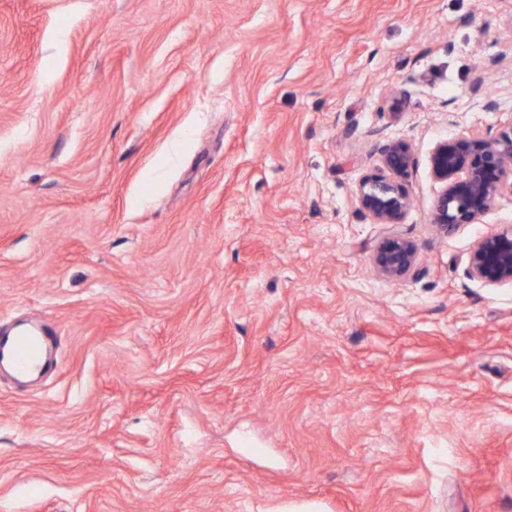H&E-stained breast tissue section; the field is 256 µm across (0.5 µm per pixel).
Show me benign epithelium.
<instances>
[{
  "instance_id": "1",
  "label": "benign epithelium",
  "mask_w": 512,
  "mask_h": 512,
  "mask_svg": "<svg viewBox=\"0 0 512 512\" xmlns=\"http://www.w3.org/2000/svg\"><path fill=\"white\" fill-rule=\"evenodd\" d=\"M382 164L391 177H370L358 187L360 209L375 224H398L411 206L402 179L412 164L411 150L403 141L381 148ZM431 168L443 184L433 212V223L444 232L475 224L498 199L512 194V123L494 136L462 134L437 145ZM371 263L377 275L390 281L407 278L417 265V249L404 238L381 241ZM470 278L488 286L512 283V226L478 238L467 266Z\"/></svg>"
}]
</instances>
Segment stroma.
I'll return each instance as SVG.
<instances>
[{
    "instance_id": "stroma-1",
    "label": "stroma",
    "mask_w": 512,
    "mask_h": 512,
    "mask_svg": "<svg viewBox=\"0 0 512 512\" xmlns=\"http://www.w3.org/2000/svg\"><path fill=\"white\" fill-rule=\"evenodd\" d=\"M511 122L512 0H0V512H512V197L444 234L430 165ZM382 164L392 178L370 177L358 187L360 209L376 224H399L411 206L401 180L412 164L411 150L403 141H390L381 148ZM470 278L488 286L512 283V226L478 238L467 266ZM371 263L379 277L400 281L407 278L417 265L416 246L404 238L385 239L371 255ZM50 337L47 330L28 326L0 335V371L29 380L44 375L53 365L45 354Z\"/></svg>"
}]
</instances>
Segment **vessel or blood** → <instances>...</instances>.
<instances>
[{
  "instance_id": "1",
  "label": "vessel or blood",
  "mask_w": 512,
  "mask_h": 512,
  "mask_svg": "<svg viewBox=\"0 0 512 512\" xmlns=\"http://www.w3.org/2000/svg\"><path fill=\"white\" fill-rule=\"evenodd\" d=\"M50 336L47 331L28 326L0 335V371L21 379H36L51 366L45 351Z\"/></svg>"
}]
</instances>
